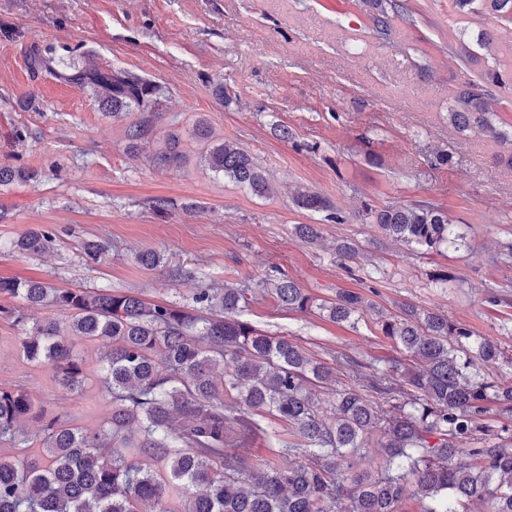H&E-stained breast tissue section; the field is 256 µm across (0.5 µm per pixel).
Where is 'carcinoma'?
Listing matches in <instances>:
<instances>
[{
	"mask_svg": "<svg viewBox=\"0 0 512 512\" xmlns=\"http://www.w3.org/2000/svg\"><path fill=\"white\" fill-rule=\"evenodd\" d=\"M376 32L386 38L391 21L408 20L407 0H361ZM463 65L476 63L471 44L452 49ZM40 52L29 58L34 72L87 88L98 106L117 116H142L124 130L132 155L152 142L154 123L145 115L162 88L121 71L67 65ZM505 84L497 69H485L456 93L448 113L460 133H478L512 145L499 128L488 99ZM184 135L170 132L154 148L160 166L190 157ZM208 169L259 196L274 194L260 164L233 141L215 144L209 127L195 121L190 134ZM35 173L0 164V184ZM293 204L339 220L333 203L303 188ZM385 237L421 253L457 249L464 236L448 212L429 202H395L370 211ZM56 241L54 230L32 229L16 241L23 254H41ZM336 254L354 263L361 250L336 244ZM139 264L164 266L163 254L143 251ZM264 290L283 309L353 325L375 315L385 338L405 354L398 360L336 356L331 367L293 339L256 328L244 318L253 289L201 288L196 307L150 303L132 292L59 289L42 282L0 279V319L19 331V354L52 369L59 389L73 393L88 380L73 339L98 344L100 381L110 404L103 432L58 416L39 432L37 459L0 455V512H149L169 499L178 512H398L406 495L422 512H470L479 501L488 512H512V378L496 372L504 350L474 337L466 325L440 311L412 303L380 309L367 296L340 289L318 300L286 275L272 276ZM52 306L64 319L30 320L22 307ZM332 387L330 411L315 389ZM30 417H44L21 388H0V442L25 444ZM288 425L290 440L262 426L264 419ZM265 436L278 461L263 466L239 452ZM380 449L372 471L358 467L361 452Z\"/></svg>",
	"mask_w": 512,
	"mask_h": 512,
	"instance_id": "carcinoma-1",
	"label": "carcinoma"
}]
</instances>
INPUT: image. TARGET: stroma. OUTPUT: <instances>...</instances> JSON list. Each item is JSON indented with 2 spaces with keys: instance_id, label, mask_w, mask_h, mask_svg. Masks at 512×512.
Listing matches in <instances>:
<instances>
[{
  "instance_id": "stroma-1",
  "label": "stroma",
  "mask_w": 512,
  "mask_h": 512,
  "mask_svg": "<svg viewBox=\"0 0 512 512\" xmlns=\"http://www.w3.org/2000/svg\"><path fill=\"white\" fill-rule=\"evenodd\" d=\"M415 7L412 20L394 19L381 39L360 0H0V164L36 173L0 186V278L189 307L200 287H254L277 269L321 299L351 289L390 311L404 302L442 311L497 340L507 354L499 371L512 377V257L502 254L512 244V166L496 140L458 133L448 121L457 88L473 77L450 44L485 35L481 66L503 64L498 48L512 40V22L466 18L453 0ZM35 48L157 82L156 138L205 120L215 140L235 141L257 159L275 194L257 196L194 156L178 168L155 165L146 148L130 157V116L103 115L89 91L32 74ZM219 80L221 100L213 93ZM279 125L293 139L279 138ZM299 186L330 199L340 223L296 209ZM414 201L447 210L464 244L422 255L383 238L363 216ZM298 224L321 225V240L296 237ZM42 226L57 234L54 251L10 250ZM88 240L108 245L102 263L86 262ZM343 240L362 245L368 261L342 267L335 246ZM148 249L163 253L165 271L136 261ZM179 267L193 278L174 277ZM443 270L455 278L441 287L433 277ZM245 317L325 362L338 352L398 355L371 314L339 326L259 293ZM17 336L0 320V387L23 388L36 406L98 430L109 405L97 346L76 342L90 379L66 394L50 369L20 357Z\"/></svg>"
}]
</instances>
